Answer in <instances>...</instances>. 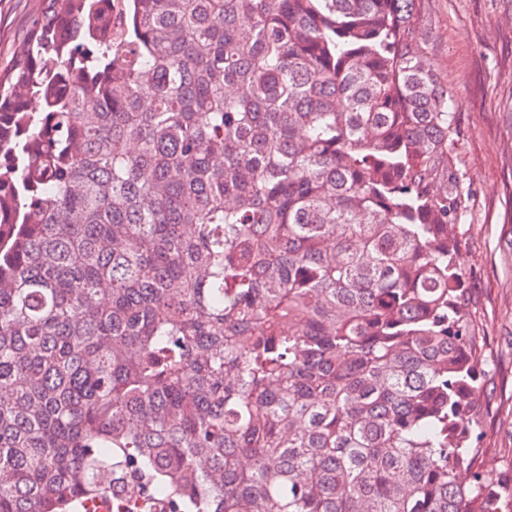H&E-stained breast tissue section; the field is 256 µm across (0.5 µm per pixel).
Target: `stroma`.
<instances>
[{"label":"stroma","instance_id":"1","mask_svg":"<svg viewBox=\"0 0 512 512\" xmlns=\"http://www.w3.org/2000/svg\"><path fill=\"white\" fill-rule=\"evenodd\" d=\"M37 0H0V68L12 63ZM416 41L448 85L453 151L469 208L460 271L489 384L479 464L512 488V0H419Z\"/></svg>","mask_w":512,"mask_h":512}]
</instances>
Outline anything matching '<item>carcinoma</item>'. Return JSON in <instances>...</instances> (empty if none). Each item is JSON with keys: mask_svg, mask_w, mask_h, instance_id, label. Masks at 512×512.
Returning <instances> with one entry per match:
<instances>
[{"mask_svg": "<svg viewBox=\"0 0 512 512\" xmlns=\"http://www.w3.org/2000/svg\"><path fill=\"white\" fill-rule=\"evenodd\" d=\"M38 2L0 70V512H495L417 0Z\"/></svg>", "mask_w": 512, "mask_h": 512, "instance_id": "carcinoma-1", "label": "carcinoma"}]
</instances>
